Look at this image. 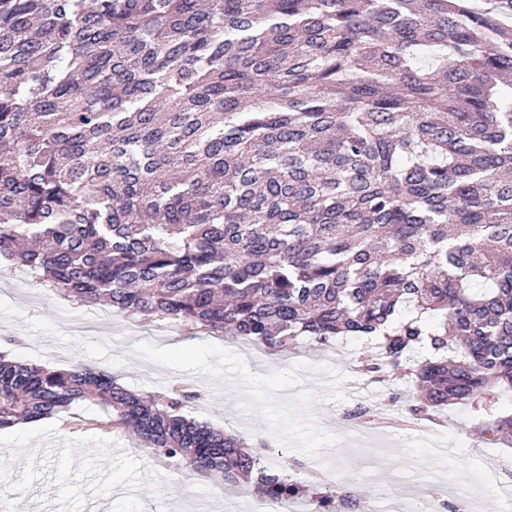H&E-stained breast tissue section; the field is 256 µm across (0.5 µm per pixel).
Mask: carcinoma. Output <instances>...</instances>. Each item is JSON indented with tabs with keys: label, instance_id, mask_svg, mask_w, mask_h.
<instances>
[{
	"label": "carcinoma",
	"instance_id": "carcinoma-1",
	"mask_svg": "<svg viewBox=\"0 0 512 512\" xmlns=\"http://www.w3.org/2000/svg\"><path fill=\"white\" fill-rule=\"evenodd\" d=\"M512 0H0V259L269 353L372 342L407 419L512 392ZM85 367L0 357V430L76 401L259 499L367 512ZM480 437L512 444V412Z\"/></svg>",
	"mask_w": 512,
	"mask_h": 512
}]
</instances>
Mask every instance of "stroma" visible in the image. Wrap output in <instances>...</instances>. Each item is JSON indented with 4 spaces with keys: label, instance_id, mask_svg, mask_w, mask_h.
<instances>
[{
    "label": "stroma",
    "instance_id": "obj_1",
    "mask_svg": "<svg viewBox=\"0 0 512 512\" xmlns=\"http://www.w3.org/2000/svg\"><path fill=\"white\" fill-rule=\"evenodd\" d=\"M247 342L170 324L106 305L67 301L49 283L0 262V355L50 369L103 370L127 389L198 392L188 418L263 439L264 463L305 466L371 501L397 507L436 497L456 505L471 492L478 512H498L501 486L512 485V448H490L475 430L481 415L451 406L419 429L392 428L405 408L391 403L410 384L395 375L371 386L381 424L344 446L345 405L360 380L364 344L350 340L324 352L300 345L251 358ZM0 500L12 512H245L256 497L217 474L190 472L153 453L132 433L114 428L100 406L86 402L50 417L0 430Z\"/></svg>",
    "mask_w": 512,
    "mask_h": 512
}]
</instances>
